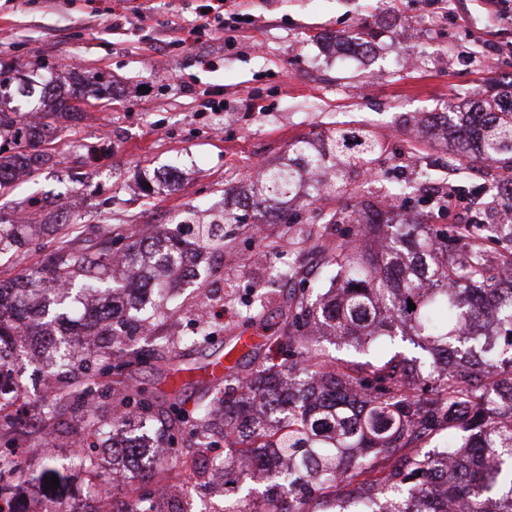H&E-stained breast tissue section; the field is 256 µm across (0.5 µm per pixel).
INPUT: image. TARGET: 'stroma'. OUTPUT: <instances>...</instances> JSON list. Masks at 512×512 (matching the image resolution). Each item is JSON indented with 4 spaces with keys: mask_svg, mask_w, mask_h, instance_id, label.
<instances>
[{
    "mask_svg": "<svg viewBox=\"0 0 512 512\" xmlns=\"http://www.w3.org/2000/svg\"><path fill=\"white\" fill-rule=\"evenodd\" d=\"M202 0H0V62L20 72L38 70L42 82L69 86L67 60L98 71L110 89L91 98L74 119L57 123L56 162L15 179L0 191V214L40 225L33 240L40 251L0 261V280L16 277L28 262L47 259L61 238L77 245L95 242L104 229L127 236L182 217L189 209L205 217L224 208V189L250 183V170L287 156L301 139L319 140L333 128L369 127L384 143L376 175L355 177L347 192L314 197L301 211L312 239L282 244L269 264L254 261L256 230L277 236L276 224L232 225L222 258L210 262L201 285L172 297V317L154 316L160 337L191 333L199 311L223 302L221 332L206 348L178 358L181 366L206 363L243 331L242 303L263 287L272 292L269 322L289 288L316 285L326 291L335 276L323 247L347 238L351 227L332 224L329 212L354 204L383 205L397 187L423 189L422 162H432L439 191L480 187L475 215L497 222L493 194L502 173L491 166L451 167L444 141L410 129L426 112H441L485 90L490 79L512 73V20L492 13L485 0H247L254 26L233 41L202 47L165 46L175 27L192 26ZM147 5L143 21L125 34L112 31L124 5ZM379 36L367 56L324 55L320 39L360 25ZM211 65H204L202 57ZM46 69H39V62ZM213 89L224 107L205 109L201 93ZM163 174L171 181L143 194L140 175ZM293 261L300 275L271 284L269 266ZM43 381L29 382L26 414L0 429V451L11 450L25 475L15 487L41 497L39 443L51 437L61 464L73 457L93 460L74 473L62 491L79 512H97V471L111 470L112 456L83 442L80 413L67 410L50 425L40 420Z\"/></svg>",
    "mask_w": 512,
    "mask_h": 512,
    "instance_id": "obj_1",
    "label": "stroma"
}]
</instances>
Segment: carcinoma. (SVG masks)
I'll list each match as a JSON object with an SVG mask.
<instances>
[{"label": "carcinoma", "instance_id": "1", "mask_svg": "<svg viewBox=\"0 0 512 512\" xmlns=\"http://www.w3.org/2000/svg\"><path fill=\"white\" fill-rule=\"evenodd\" d=\"M365 25L334 36L333 45H372ZM16 77L0 66V190L14 173H34L53 160L40 149L44 135L27 120L28 112L1 108ZM41 94L55 101L56 112H80L77 96L48 84ZM427 125L457 142L462 159L497 165L506 172L496 195L512 204V94L478 93L464 107L424 117ZM12 148L5 149L6 145ZM383 152L365 126L335 128L315 144L301 140L291 154L265 168L259 187L247 193L224 191L241 207L262 217H280L301 200L303 173L330 169L324 185L340 193L354 173H370ZM353 224L345 241L325 250L336 267V287L315 302L307 289L288 294L274 331L278 349L288 354L281 368L268 366L260 347L247 352L253 368L228 373L224 396L201 398L193 412L182 407L181 392L164 401L130 386L121 374L148 359L173 353L137 347L128 338L136 310L128 289L150 293L154 311L167 305L169 288L184 274V262L200 264L224 253V225L240 217L224 212L207 222L187 213L175 226L158 227L149 239L128 236L125 249H113L106 231L94 245L57 249L50 264L35 261L13 280L0 281V370L36 363L49 370L53 390L41 400L40 417L55 419L61 404L84 409L87 436L112 442V455L129 458L152 447L146 435L124 430L133 417L144 425L166 414L156 438L171 446L166 464L178 459L173 447L181 435L209 448L214 437L235 454L255 452L263 469L285 463L277 482L251 473L238 485L236 472L224 467V503L233 512H432L440 496L457 512H512V283L496 270L512 272V253L492 261L486 239L512 238V224H406L384 219L369 206L365 219L354 212L331 215ZM29 224L0 215V258L30 245ZM416 309H409V303ZM493 308L488 332L470 336L466 326ZM213 324L201 322L184 340L202 346ZM416 349L408 356L387 349L396 337ZM326 337L339 347L375 354L368 360L329 356ZM119 369L113 383L116 413L102 424L92 410L103 396V379ZM448 433L447 442L436 437ZM42 475L57 476L88 466L75 457L58 464L43 454ZM9 455H0V512H6L10 484L21 480ZM205 479L203 460L193 459L189 480L170 498L178 507ZM124 512H158L150 494L127 502Z\"/></svg>", "mask_w": 512, "mask_h": 512}]
</instances>
